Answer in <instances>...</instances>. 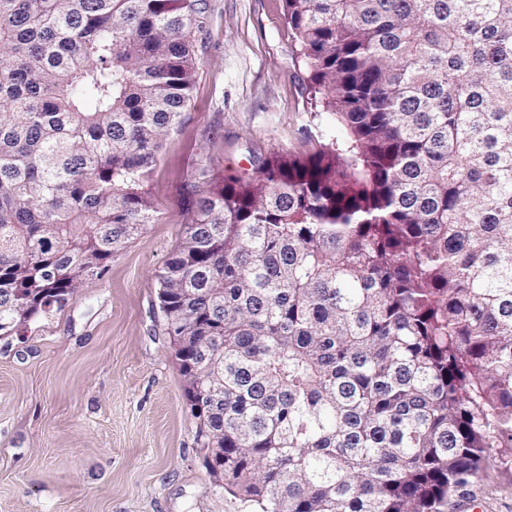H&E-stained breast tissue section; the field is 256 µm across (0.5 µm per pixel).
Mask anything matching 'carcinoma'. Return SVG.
Listing matches in <instances>:
<instances>
[{
	"instance_id": "1",
	"label": "carcinoma",
	"mask_w": 512,
	"mask_h": 512,
	"mask_svg": "<svg viewBox=\"0 0 512 512\" xmlns=\"http://www.w3.org/2000/svg\"><path fill=\"white\" fill-rule=\"evenodd\" d=\"M329 142L210 187L156 274L224 489L261 512H457L512 465V0H283ZM197 0H0V324L153 221Z\"/></svg>"
}]
</instances>
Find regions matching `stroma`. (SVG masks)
I'll use <instances>...</instances> for the list:
<instances>
[{
	"label": "stroma",
	"mask_w": 512,
	"mask_h": 512,
	"mask_svg": "<svg viewBox=\"0 0 512 512\" xmlns=\"http://www.w3.org/2000/svg\"><path fill=\"white\" fill-rule=\"evenodd\" d=\"M200 60L181 126L149 180L152 224L66 304L0 337V512H259L216 486L158 298L206 184L325 143L283 0H201ZM209 181V182H210ZM486 512H512L488 460Z\"/></svg>",
	"instance_id": "1"
}]
</instances>
